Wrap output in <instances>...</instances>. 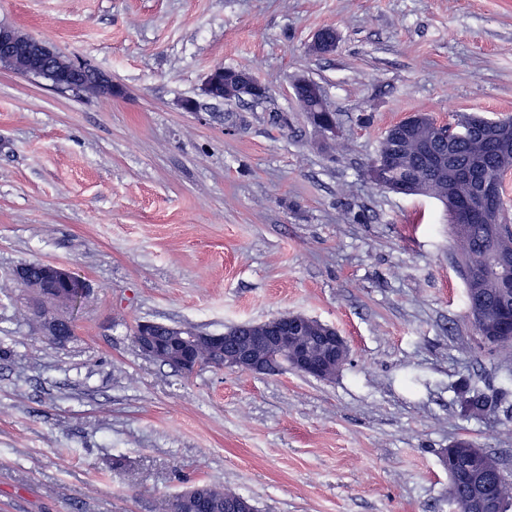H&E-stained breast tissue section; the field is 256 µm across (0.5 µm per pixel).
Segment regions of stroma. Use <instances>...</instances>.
<instances>
[{"label":"stroma","mask_w":512,"mask_h":512,"mask_svg":"<svg viewBox=\"0 0 512 512\" xmlns=\"http://www.w3.org/2000/svg\"><path fill=\"white\" fill-rule=\"evenodd\" d=\"M0 23L123 89L0 68V512H172L197 482L257 512H453L441 455L460 439L512 480V349L475 346L443 204L367 174L412 114L512 117V0H0ZM218 65L267 98L206 96ZM31 261L89 285L70 342L28 318L13 272ZM287 313L345 336L335 377H186L132 336ZM464 383L485 412L462 414Z\"/></svg>","instance_id":"35a3bbf8"}]
</instances>
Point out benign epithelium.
Wrapping results in <instances>:
<instances>
[{"mask_svg": "<svg viewBox=\"0 0 512 512\" xmlns=\"http://www.w3.org/2000/svg\"><path fill=\"white\" fill-rule=\"evenodd\" d=\"M338 37H329L326 30H320L311 43V50L316 54L330 55L336 51ZM57 48L50 42L39 40L21 29L0 25V66L9 67L22 60L27 66L18 70L25 76L41 77L50 73L51 86L65 91H77L82 88L90 76H95L100 95L105 97L118 96L122 89L112 82V77L100 70L91 71L77 61L65 70H51ZM224 80V97L230 101L245 98L256 99L267 95V88L247 72H229L227 69H211L204 82V91L212 96L219 80ZM459 175L469 180L475 193L481 198V205L475 206L468 201H456L453 213L456 223L495 224L499 222L500 213L494 202V187L485 179L476 167L463 168ZM493 271L499 277L501 294L507 298L512 295V260L496 257ZM75 273L61 265L41 262L38 277L31 276V268L27 264L17 267L14 277L26 287L33 290L38 298L65 301L77 307L85 299L88 287H83L76 299H71L70 288ZM31 313L41 335L51 342H59L63 337L73 333L71 320L60 321L49 313V307L35 302ZM305 324L299 314H283L264 321L255 329V334L248 337L245 343L239 337L224 333H212L195 330L192 334L183 333L184 327L169 325L167 329L177 332L173 341L167 342L157 336V323L141 321L136 330L135 342L140 352L156 361L174 364L186 375H191L200 367L195 356L197 347L203 343L212 345L222 357L220 366L241 372L272 374L290 368L307 376L314 375L319 379H327L343 366L344 357L349 350L346 339L330 325H322L317 340L320 350L315 352L301 345L295 338V332ZM448 472L453 476H461L470 487L468 502L469 512H504L506 498L496 496L489 491L486 472L479 460L468 462L458 460L457 450L446 449Z\"/></svg>", "mask_w": 512, "mask_h": 512, "instance_id": "benign-epithelium-1", "label": "benign epithelium"}]
</instances>
